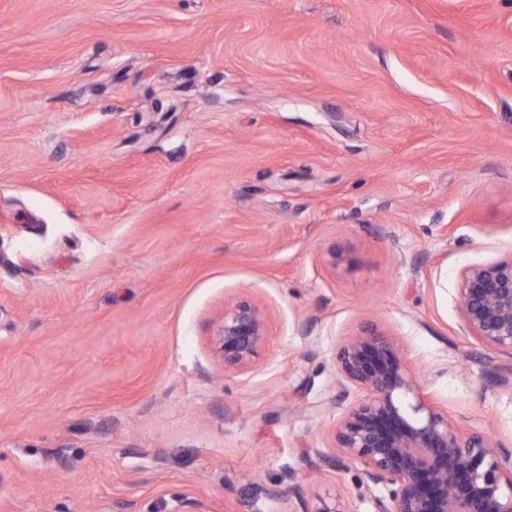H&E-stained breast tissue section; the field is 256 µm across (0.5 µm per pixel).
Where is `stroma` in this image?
<instances>
[{
    "label": "stroma",
    "instance_id": "obj_1",
    "mask_svg": "<svg viewBox=\"0 0 512 512\" xmlns=\"http://www.w3.org/2000/svg\"><path fill=\"white\" fill-rule=\"evenodd\" d=\"M511 257L512 0H0V512H373L313 469L372 326L512 452L456 309ZM267 337V323L259 306L243 300L224 308L213 344L225 369L249 366Z\"/></svg>",
    "mask_w": 512,
    "mask_h": 512
}]
</instances>
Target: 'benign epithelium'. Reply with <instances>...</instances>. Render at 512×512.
Returning <instances> with one entry per match:
<instances>
[{
  "instance_id": "benign-epithelium-1",
  "label": "benign epithelium",
  "mask_w": 512,
  "mask_h": 512,
  "mask_svg": "<svg viewBox=\"0 0 512 512\" xmlns=\"http://www.w3.org/2000/svg\"><path fill=\"white\" fill-rule=\"evenodd\" d=\"M465 336L512 359V258L463 269L456 298ZM267 337L259 306L224 309L213 344L226 369L249 366ZM337 382L363 397L336 420L321 459L334 470L356 466L366 488H380L375 512H512V453L490 436L466 433L430 399L398 345L377 331L345 341L335 355ZM301 512H346L334 498Z\"/></svg>"
}]
</instances>
